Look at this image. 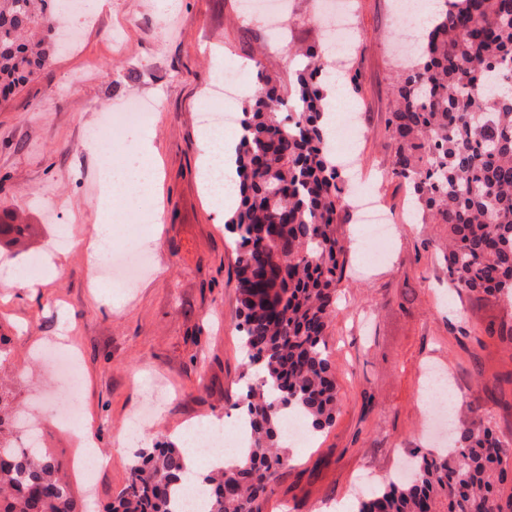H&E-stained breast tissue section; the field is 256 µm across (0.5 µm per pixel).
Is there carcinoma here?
<instances>
[{"label":"carcinoma","instance_id":"1","mask_svg":"<svg viewBox=\"0 0 512 512\" xmlns=\"http://www.w3.org/2000/svg\"><path fill=\"white\" fill-rule=\"evenodd\" d=\"M0 0V90L28 82L57 53L53 2ZM286 88L276 76L245 96L235 149L239 207L238 325L256 382L239 408L249 430L241 461L202 475L206 512H260L288 463L283 420L330 426L337 390L327 330L345 246L336 211L346 183L329 155L324 82L335 65L306 51ZM387 121L391 174L411 189L423 224L448 225L442 249L459 292L512 295V0H439L419 54L395 77ZM27 225L0 224V246ZM512 345V322L473 329ZM14 394L0 385V512H79L62 462L20 431ZM183 450L141 448L104 512H178ZM512 449L481 417L453 422L448 447L416 454L412 478L382 483L354 512H512Z\"/></svg>","mask_w":512,"mask_h":512}]
</instances>
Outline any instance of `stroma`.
Wrapping results in <instances>:
<instances>
[{"label":"stroma","instance_id":"obj_1","mask_svg":"<svg viewBox=\"0 0 512 512\" xmlns=\"http://www.w3.org/2000/svg\"><path fill=\"white\" fill-rule=\"evenodd\" d=\"M78 0L64 23L75 44L37 77L0 97V219L21 214L37 225L32 247L14 255L11 287L0 286V336L11 355L4 369L15 402L36 421L43 447L69 467L75 495L103 512L124 486L136 451L126 426L146 404L154 418L140 431L151 443H179L186 426L219 417L237 419L246 386V354L237 331L234 234L226 223L235 202L216 210L203 187L197 114L207 86L240 68L247 87L259 72L291 80L296 47L325 48L336 0H286L282 25L242 0ZM356 50L351 73L359 93L337 72L335 121L352 115L359 129L352 168L396 220L385 254L369 261V243L354 208L336 213L345 241L344 273L328 347L338 405L331 427L302 446L290 445V464L264 500L262 512H328L355 504L369 482L403 472L432 447L420 402L422 369L435 364L454 380L463 411L494 409L512 444V348L486 339L473 325L512 316V301H478L457 293L438 251L444 224L401 223L409 194L393 178L386 119L395 106L393 83L403 43H417L395 0H349ZM156 105L150 126L121 130V146L104 157L88 141L105 107L135 100ZM153 190L123 197L118 208L161 209L160 224L137 225L149 274L132 290L90 288L80 238L95 219L101 173L121 169L129 155ZM72 239L55 274L27 269L41 262L60 227ZM74 337L81 356L82 392L70 399L50 359L33 356L49 338ZM77 407L101 454L111 457L95 487L80 475L82 449L58 417Z\"/></svg>","mask_w":512,"mask_h":512}]
</instances>
